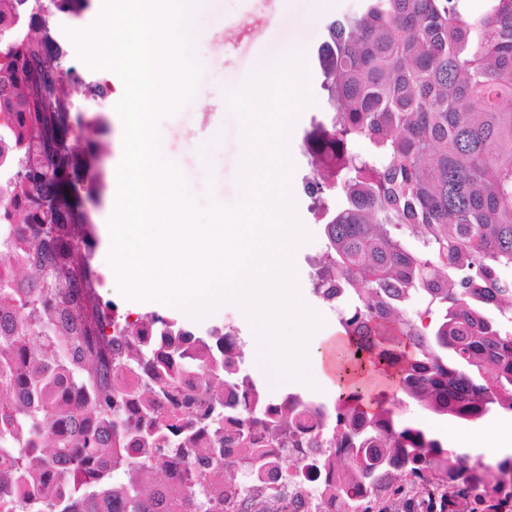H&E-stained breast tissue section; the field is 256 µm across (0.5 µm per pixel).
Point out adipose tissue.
Wrapping results in <instances>:
<instances>
[{
	"label": "adipose tissue",
	"mask_w": 512,
	"mask_h": 512,
	"mask_svg": "<svg viewBox=\"0 0 512 512\" xmlns=\"http://www.w3.org/2000/svg\"><path fill=\"white\" fill-rule=\"evenodd\" d=\"M254 342L262 355H265L267 369L273 377L289 381L308 392L336 389L337 381L342 376L346 377L352 386L361 385L366 381L378 389L385 386L379 373L366 374L357 370H344L343 356L348 349L346 337L331 334L323 337L322 347L318 353L319 370L313 375L303 372L294 361L281 358L280 352L284 341L280 337L258 336ZM447 433L448 448L452 451L466 449L490 456L512 452L511 413L475 424L466 430L451 427Z\"/></svg>",
	"instance_id": "ef3b65f1"
}]
</instances>
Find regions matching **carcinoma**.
<instances>
[{
    "label": "carcinoma",
    "instance_id": "obj_1",
    "mask_svg": "<svg viewBox=\"0 0 512 512\" xmlns=\"http://www.w3.org/2000/svg\"><path fill=\"white\" fill-rule=\"evenodd\" d=\"M0 0V146L12 212L0 226V512H226L273 448L322 475L332 512H374L436 490L428 512H499L512 456L451 452L385 401L340 390L332 407L273 398L231 331L151 314L109 334L115 304L83 287L93 226L58 210L100 198L85 174L109 127L87 110L51 160L38 26L15 35ZM360 0L330 19L317 63L326 109L304 145V190L323 226L314 291L340 298L346 364L373 366L409 401L462 421L512 411V0ZM335 194L332 210L324 196ZM418 234L419 247L405 234ZM423 303L425 309L415 306Z\"/></svg>",
    "mask_w": 512,
    "mask_h": 512
}]
</instances>
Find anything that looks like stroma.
Returning <instances> with one entry per match:
<instances>
[{
    "label": "stroma",
    "instance_id": "stroma-1",
    "mask_svg": "<svg viewBox=\"0 0 512 512\" xmlns=\"http://www.w3.org/2000/svg\"><path fill=\"white\" fill-rule=\"evenodd\" d=\"M358 0H324L314 24L301 25L299 15L304 0H216L214 19H202L193 32L194 51L202 57V73L193 100L176 115L162 119L158 129L169 152L177 159L188 186L195 196H203L207 177L215 179L217 198L225 203L245 199L241 163L246 156L249 125L241 122L226 107L228 91L244 87L259 70L263 58L279 56L286 47L299 43L303 58L293 70L300 107L289 129L290 160L281 172L292 201V216L297 229L285 252L286 269L281 287L291 301L288 326L310 318L311 333L306 349H314L322 332L338 327L340 312L319 299L312 285L311 261L324 246L323 227L311 210V200L301 191L311 166L302 153L303 139L314 118L326 107L316 66V51L323 39L324 27L331 18L356 10ZM209 154H202L203 145ZM139 315L159 314L206 333L214 327L233 329L244 352V367L274 397L296 393L292 384L276 385L258 369L252 352L253 326L257 321L251 302H225L203 319L165 306L162 302H142Z\"/></svg>",
    "mask_w": 512,
    "mask_h": 512
}]
</instances>
